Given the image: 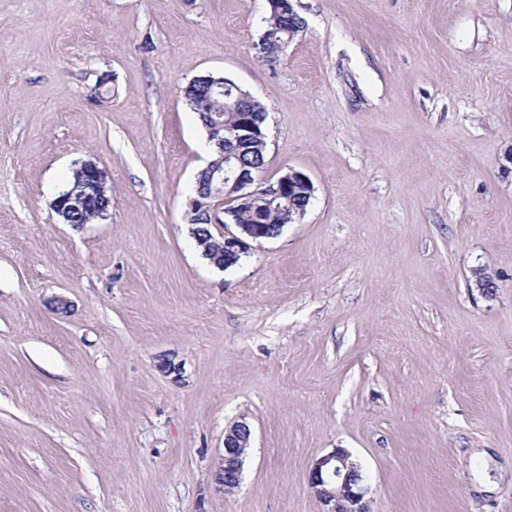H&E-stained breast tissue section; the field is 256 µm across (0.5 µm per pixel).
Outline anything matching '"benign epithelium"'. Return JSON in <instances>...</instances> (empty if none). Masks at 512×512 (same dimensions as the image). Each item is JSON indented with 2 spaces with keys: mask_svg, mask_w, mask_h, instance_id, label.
<instances>
[{
  "mask_svg": "<svg viewBox=\"0 0 512 512\" xmlns=\"http://www.w3.org/2000/svg\"><path fill=\"white\" fill-rule=\"evenodd\" d=\"M271 11L298 21V14L283 0H268ZM259 113L242 112L237 118L235 142H243L262 150L266 136L257 135L256 117ZM203 125L212 153L224 161H210L198 173L206 178L207 192L189 199L190 212L197 210L208 215L210 223L224 226L222 242L215 244L197 240L202 251L215 246L224 249V257L233 261L247 255L252 244L271 239L261 224H240L237 212L247 202L270 203L292 191L306 198L314 195V186L305 173L287 168L277 178L264 177L265 163L246 166L239 161L240 154L224 149V120L221 114L210 113ZM107 173L92 160L78 162L66 193L55 198L53 208L65 224L96 200L109 199ZM252 429L245 420L232 423L224 434V454L215 474L218 490L226 495L235 493L241 484L246 451L250 447ZM307 484L320 505L319 512H371L369 488L365 484L360 465L345 448H335L315 459L308 471Z\"/></svg>",
  "mask_w": 512,
  "mask_h": 512,
  "instance_id": "7a95c632",
  "label": "benign epithelium"
}]
</instances>
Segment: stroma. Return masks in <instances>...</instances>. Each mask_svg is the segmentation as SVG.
Instances as JSON below:
<instances>
[{
  "label": "stroma",
  "instance_id": "stroma-1",
  "mask_svg": "<svg viewBox=\"0 0 512 512\" xmlns=\"http://www.w3.org/2000/svg\"><path fill=\"white\" fill-rule=\"evenodd\" d=\"M294 5L270 65L267 0H0V512H318L336 448L372 512H512V0ZM205 74L315 187L226 270L188 213ZM87 159L112 210L77 232ZM109 190L105 170L100 168L95 161L83 160L78 162L73 170L68 191L55 198L53 208L64 224H71L74 229L79 230L82 224L101 220L93 214L100 210L90 205L98 199L110 200L112 197L108 196ZM88 206L90 207L87 211L77 214ZM75 214H77L74 220L76 224H72L71 218ZM251 439V426L243 419L232 423L224 434V454L214 478L217 489L224 494H233L240 487Z\"/></svg>",
  "mask_w": 512,
  "mask_h": 512
}]
</instances>
